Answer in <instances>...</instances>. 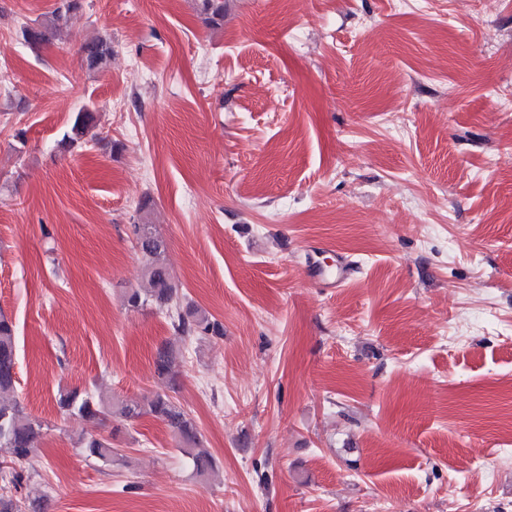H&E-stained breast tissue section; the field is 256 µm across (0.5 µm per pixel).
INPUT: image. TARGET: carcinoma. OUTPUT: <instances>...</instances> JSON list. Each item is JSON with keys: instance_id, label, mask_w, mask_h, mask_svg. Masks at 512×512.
<instances>
[{"instance_id": "carcinoma-1", "label": "carcinoma", "mask_w": 512, "mask_h": 512, "mask_svg": "<svg viewBox=\"0 0 512 512\" xmlns=\"http://www.w3.org/2000/svg\"><path fill=\"white\" fill-rule=\"evenodd\" d=\"M200 14L207 25L215 26L224 20L226 0H199ZM84 9V0H61L45 19L21 29V37L31 47H38L61 40L63 30L70 18ZM83 61L87 69L95 71L107 66L112 58V42L105 36L87 40L81 46ZM94 113L88 107L73 117L67 133L68 146L77 147L94 127ZM136 247L141 254L142 284L125 292L129 307L139 309L147 305L169 312L173 335L183 339L193 335H223L219 324L192 308L181 304L179 291L165 259V240L149 224L146 217L133 224ZM179 355V349L168 342L158 348L154 359L155 372L161 378L172 377V367ZM17 341L15 326L11 319L0 314V447L9 449L12 467L0 474V512H43L42 503L33 500L22 506L11 495L19 474L14 465L27 459L35 451V440L41 434L42 423L32 418L20 401L12 397L16 381ZM60 410L76 412L88 420L106 421L112 417L125 420L151 415L164 423L173 433L176 448L193 465L200 478L208 477L214 470L215 462L210 454L200 448V439L193 419L166 393L156 392L139 401L129 402L118 398H95L80 395L76 391L59 394ZM77 444L87 456L106 466L120 464L123 456L112 447V438L83 434Z\"/></svg>"}]
</instances>
